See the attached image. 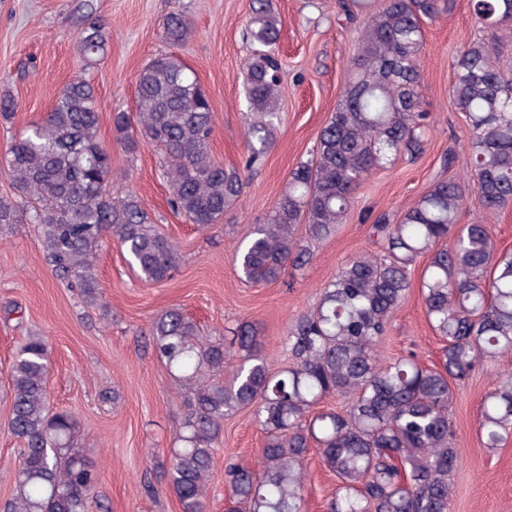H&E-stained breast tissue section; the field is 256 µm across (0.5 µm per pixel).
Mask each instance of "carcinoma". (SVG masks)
<instances>
[{"mask_svg":"<svg viewBox=\"0 0 512 512\" xmlns=\"http://www.w3.org/2000/svg\"><path fill=\"white\" fill-rule=\"evenodd\" d=\"M78 33L85 66L104 59L108 33L84 3ZM448 0H336L338 15L358 23L360 36L342 95L310 159L291 172L273 210L238 246L234 262L247 283L275 282L288 268L312 262L297 236L331 237L371 174L415 159L425 147L429 114L418 94L424 26ZM245 62L246 136L252 167L273 144L280 112L281 20L268 0H251ZM488 36L451 62V97L470 136V184L438 180L399 220L387 214L369 226L383 243L376 255L351 258L321 290L313 308L290 326L292 364L275 371L257 328L242 322L233 342L197 339L198 327L179 309L156 316L150 336L157 356L187 390L178 446L166 474L180 512H206L214 447L224 419L248 410L264 433L257 467L230 463L225 483L241 512H302L310 453L336 477L327 512H448L451 477L461 460L453 422L454 391L484 361L512 353V252L496 248L491 227L459 223L469 194L484 210L512 201V71L499 66L497 30L512 22V0H472ZM190 20L180 10L163 21L162 37L182 44ZM19 108L0 92V116ZM101 109L93 85L69 82L44 118L11 141L0 169L14 192L0 196V226L31 222L56 277L100 303L95 273L105 238L120 244L145 283L170 276L176 245L153 229L132 193H113L112 156L98 138ZM215 114L192 70L172 52L149 60L136 77L135 111L112 113L113 139L136 155L144 145L164 156L172 207L200 227L217 224L246 187L237 167L211 153ZM428 257L420 280L426 315L447 342L440 367L414 356L382 362L377 346L411 288L417 258ZM46 340L30 336L9 367L11 434L20 462L12 499L0 512H90L99 470L77 446L74 415L50 408ZM344 407L319 410L328 396ZM484 447L512 435V371L482 404Z\"/></svg>","mask_w":512,"mask_h":512,"instance_id":"cac0c4a2","label":"carcinoma"}]
</instances>
